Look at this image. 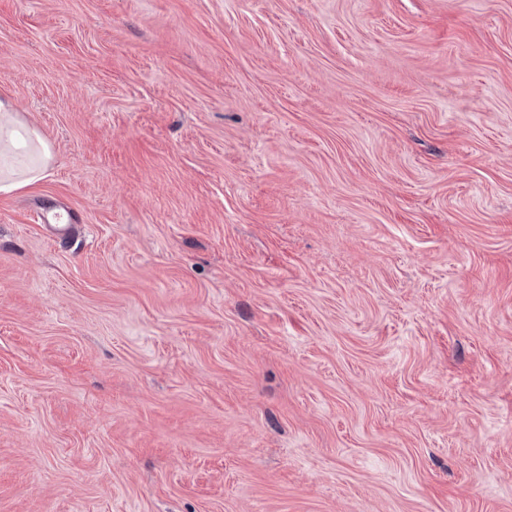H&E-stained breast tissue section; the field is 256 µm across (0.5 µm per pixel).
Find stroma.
I'll return each instance as SVG.
<instances>
[{"instance_id":"obj_1","label":"stroma","mask_w":512,"mask_h":512,"mask_svg":"<svg viewBox=\"0 0 512 512\" xmlns=\"http://www.w3.org/2000/svg\"><path fill=\"white\" fill-rule=\"evenodd\" d=\"M0 99V512H512V0H0ZM50 143L21 121L10 101L0 100V193L11 194L46 177Z\"/></svg>"}]
</instances>
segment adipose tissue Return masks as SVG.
Listing matches in <instances>:
<instances>
[{
	"mask_svg": "<svg viewBox=\"0 0 512 512\" xmlns=\"http://www.w3.org/2000/svg\"><path fill=\"white\" fill-rule=\"evenodd\" d=\"M51 158V146L42 134L21 121L11 102L0 100V193L43 180Z\"/></svg>",
	"mask_w": 512,
	"mask_h": 512,
	"instance_id": "adipose-tissue-1",
	"label": "adipose tissue"
}]
</instances>
